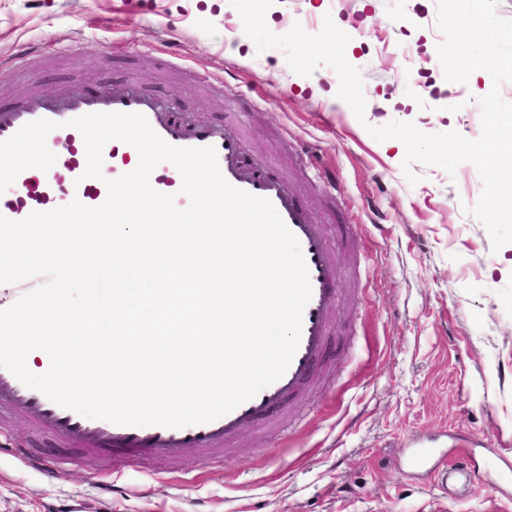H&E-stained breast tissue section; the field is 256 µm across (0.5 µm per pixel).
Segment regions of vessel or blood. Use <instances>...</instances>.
<instances>
[{
  "label": "vessel or blood",
  "mask_w": 512,
  "mask_h": 512,
  "mask_svg": "<svg viewBox=\"0 0 512 512\" xmlns=\"http://www.w3.org/2000/svg\"><path fill=\"white\" fill-rule=\"evenodd\" d=\"M96 112L139 113L170 145L214 147L219 169L229 184L271 201L300 244L311 285V298L302 313L298 349L285 373L255 397L207 423L171 428L117 425L88 418L55 404L42 392L25 386L8 370L0 368V415L9 413L29 418L38 431L60 437L73 448L100 457L107 473L112 474L158 457L182 460L233 445L242 426L260 423L272 410L296 400L313 381L332 336L340 304V274L332 260L324 226L304 209L287 179L271 175L264 163L245 161L240 137L226 132L222 124L178 117L136 80L94 92L79 89L64 99L38 88L27 99L0 109V141L39 119L57 124L46 140L56 156L54 165L46 171L30 168L21 172L11 192L0 197L1 216L20 221L32 212L55 209L63 201L76 200L96 207L106 200V180L131 172L138 152L130 145L122 151L114 145H105L102 178L85 177V142L82 134L69 127L68 122ZM150 184L160 193L174 195L178 208L188 206L187 196L180 192L181 174L173 164H158L150 175ZM0 444L6 446L9 455L46 476H55L61 470L56 460L35 454L26 443L13 442L8 435L0 436ZM444 455L439 440L418 438L410 444L407 465L411 470L428 472Z\"/></svg>",
  "instance_id": "b4317fda"
}]
</instances>
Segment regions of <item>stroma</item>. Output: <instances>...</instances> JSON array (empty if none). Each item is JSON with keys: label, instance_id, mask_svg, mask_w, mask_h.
I'll use <instances>...</instances> for the list:
<instances>
[{"label": "stroma", "instance_id": "35a3bbf8", "mask_svg": "<svg viewBox=\"0 0 512 512\" xmlns=\"http://www.w3.org/2000/svg\"><path fill=\"white\" fill-rule=\"evenodd\" d=\"M270 12L279 35L318 33L328 16L344 29L364 119L335 97L332 68L302 76L282 50L258 49L230 0H0V105L39 84L64 96L131 79L176 115L223 121L325 226L343 299L303 397L233 448L153 461L166 480L129 468L102 489L100 458L11 417L10 437L66 463L49 478L0 456V512H512V243L494 248L470 212L474 164L417 163L412 184L404 144L368 131L399 121L478 139L493 80H446L436 0H277ZM30 47L29 72H16ZM213 74L223 92L202 83ZM301 148L315 166L296 162ZM423 436L445 440L469 483L443 489L407 469Z\"/></svg>", "mask_w": 512, "mask_h": 512}]
</instances>
